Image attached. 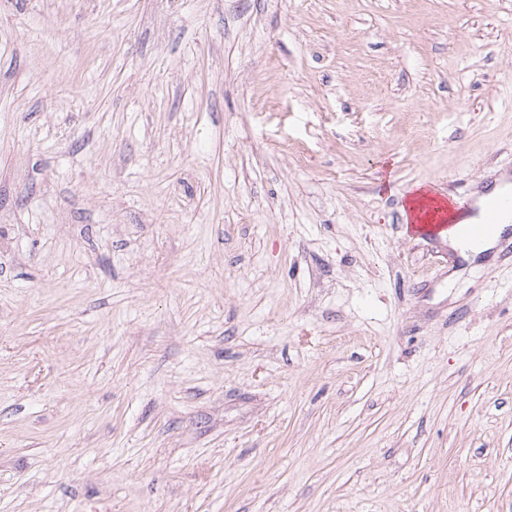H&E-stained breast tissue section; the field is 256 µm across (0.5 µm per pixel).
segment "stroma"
<instances>
[{"mask_svg": "<svg viewBox=\"0 0 512 512\" xmlns=\"http://www.w3.org/2000/svg\"><path fill=\"white\" fill-rule=\"evenodd\" d=\"M512 0H0V512H512ZM431 196L435 200L429 201L420 213V217L426 224H406L408 232L415 236L440 238L442 232L450 230L455 238L448 235V245L458 251L465 259L475 257L478 252H473L468 249L457 239L465 240L472 247L477 249L482 248L486 243L483 249L487 250L495 245L504 229L512 223V212H510L512 211V192H510V194L498 196L489 204V218H486L479 223L465 224H458L457 221L448 222L447 214L444 211H436V209L440 207L439 201L446 198L438 191L431 193ZM500 210L510 211H502L498 214V232L495 236H492L489 239L497 228V224L492 220V218L494 214Z\"/></svg>", "mask_w": 512, "mask_h": 512, "instance_id": "stroma-1", "label": "stroma"}]
</instances>
